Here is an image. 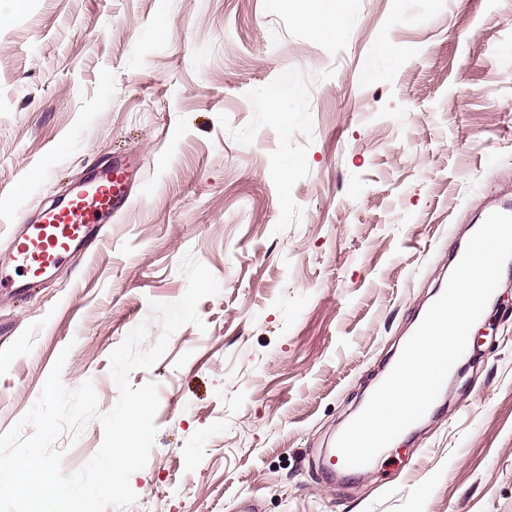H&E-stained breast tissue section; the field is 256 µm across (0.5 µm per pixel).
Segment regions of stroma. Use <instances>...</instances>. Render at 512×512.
Segmentation results:
<instances>
[{
    "label": "stroma",
    "mask_w": 512,
    "mask_h": 512,
    "mask_svg": "<svg viewBox=\"0 0 512 512\" xmlns=\"http://www.w3.org/2000/svg\"><path fill=\"white\" fill-rule=\"evenodd\" d=\"M340 12L342 37L311 24ZM512 0H0V250L92 169L133 162L95 252L0 297V434L62 380L118 390L111 352L179 300L185 254L220 284L170 338L139 512H512V275L435 413L370 472L321 459L512 192ZM389 54H382V47ZM301 83L277 111L266 93ZM61 438L63 468L100 447Z\"/></svg>",
    "instance_id": "obj_1"
}]
</instances>
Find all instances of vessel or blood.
<instances>
[{
    "instance_id": "1",
    "label": "vessel or blood",
    "mask_w": 512,
    "mask_h": 512,
    "mask_svg": "<svg viewBox=\"0 0 512 512\" xmlns=\"http://www.w3.org/2000/svg\"><path fill=\"white\" fill-rule=\"evenodd\" d=\"M124 159L95 171L31 224L20 225L0 254V290H22L26 277L49 278L61 264L84 255L95 233L131 201Z\"/></svg>"
}]
</instances>
